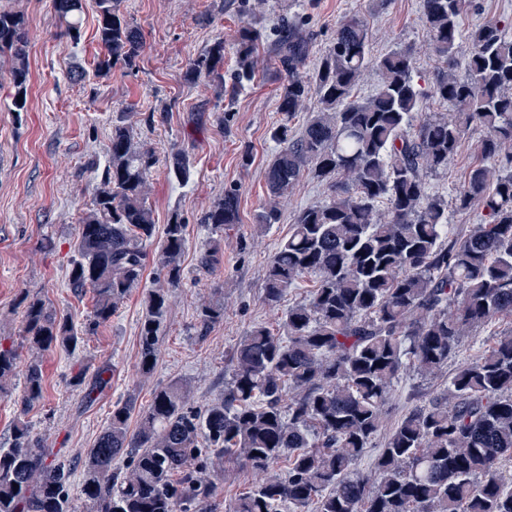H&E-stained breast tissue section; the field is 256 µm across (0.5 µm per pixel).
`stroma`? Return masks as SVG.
Returning <instances> with one entry per match:
<instances>
[{
	"label": "stroma",
	"instance_id": "1",
	"mask_svg": "<svg viewBox=\"0 0 512 512\" xmlns=\"http://www.w3.org/2000/svg\"><path fill=\"white\" fill-rule=\"evenodd\" d=\"M82 3L81 36L74 42L60 34L54 0H0L25 16L31 70L23 112L13 109L8 75L0 76V345L15 349L21 366L39 358L44 386L42 400L24 415L19 412L22 373L0 386V448L13 446L14 426L22 416L43 447L76 463L109 424L114 404L127 396L142 409L157 388L175 380L189 386L188 401L195 406L223 393L240 337L260 323L279 328L280 312L262 301L277 243L299 209L327 196L323 185L302 178L282 207L280 223L259 225L267 202L265 171L276 150L271 133L285 122L300 130L316 106L311 99L294 116L280 112L286 78L274 62L272 42L259 48L253 82L236 91L219 94L207 81L188 82L190 61L220 38L227 48L224 67L232 69L239 30L250 24L270 34L285 15L306 21L318 55L338 20L355 13L366 19L375 53L396 43L415 48V80L422 90H430L444 66L426 47L422 0H262L251 13L241 9L240 0H122L121 12L140 31L143 52L133 66L120 64L100 76L94 68L100 52L96 0ZM120 112L128 114L136 139L159 159L147 199L157 229H164L175 212L187 224L181 283L171 291L158 361L149 374L138 365L139 327L148 291L164 279L160 238L147 241L142 282L109 322L93 325L91 294H75L68 286L80 220L105 175L112 121ZM227 112L232 118L226 123ZM484 137L479 126L466 131L447 172L429 177L434 193L453 197ZM178 148L193 159L184 184L167 169L168 155ZM230 187L239 194L238 224L221 232L199 224L202 213ZM214 240L223 250L222 265L215 273H200L198 253ZM30 297L73 321L80 333L76 348L56 346L33 355L23 332ZM209 303L223 304L224 316L205 329L199 311ZM101 369L109 383L96 392L92 386ZM79 373L84 380L78 384ZM451 373L446 367L431 376L414 370L401 375L384 407L386 424L444 392ZM253 478L249 467L226 462L210 512H227Z\"/></svg>",
	"mask_w": 512,
	"mask_h": 512
}]
</instances>
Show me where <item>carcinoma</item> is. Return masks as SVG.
Masks as SVG:
<instances>
[{"label":"carcinoma","instance_id":"cac0c4a2","mask_svg":"<svg viewBox=\"0 0 512 512\" xmlns=\"http://www.w3.org/2000/svg\"><path fill=\"white\" fill-rule=\"evenodd\" d=\"M121 0H96L101 52L95 72L134 64L140 33L120 13ZM471 0H422L428 48L444 60L429 95L447 104L425 113L414 79L415 51L396 46L372 53V33L358 15L343 17L313 68V34L285 17L275 56L287 77L279 108L292 117L309 98L317 108L301 132L284 123L266 170L270 205L260 215L280 220V205L309 175L327 200L299 210L288 237L276 246L262 299L277 308L305 277L315 288L288 308L283 334L257 324L230 357L231 382L203 406L188 404L187 385L156 390L148 406H113L107 428L85 457L82 493L91 512H206L224 460L255 474L230 512H512V330L480 358L461 363L447 392L412 409L393 427L372 474L361 461L383 429L392 387L410 366L434 374L455 356L461 339L488 322L512 317V30L488 20L464 28ZM61 33L80 38L82 0H54ZM260 30L246 25L234 44L230 80L241 85L258 65ZM468 44L465 74L456 53ZM24 15L0 7V71L13 87L14 111H26L30 87ZM379 74L370 95L353 92L369 69ZM193 81L224 88V40L192 59ZM482 127L481 159L465 175L456 209H481V223L461 237L448 228V201L429 191L425 177L448 170L466 130ZM155 152L135 140L125 113L112 121L107 176L94 189L79 224V256L68 285L93 295V323L109 321L142 281L144 246L155 231L147 205ZM177 180L190 174L191 156L168 158ZM234 188L199 223L214 230L238 223ZM186 223L173 213L164 229L159 264L166 284L150 290L140 326L139 368L157 363L158 336L169 289L181 282ZM223 252H199L198 267L214 272ZM224 309L205 305L204 328ZM24 332L38 351L74 348L73 321L38 298L28 301ZM18 368L0 346V381ZM20 397L27 411L43 397L39 361L24 370ZM136 428H130L133 413ZM14 447L0 448V512H69L73 468L15 425ZM287 460L284 475L269 469Z\"/></svg>","mask_w":512,"mask_h":512}]
</instances>
